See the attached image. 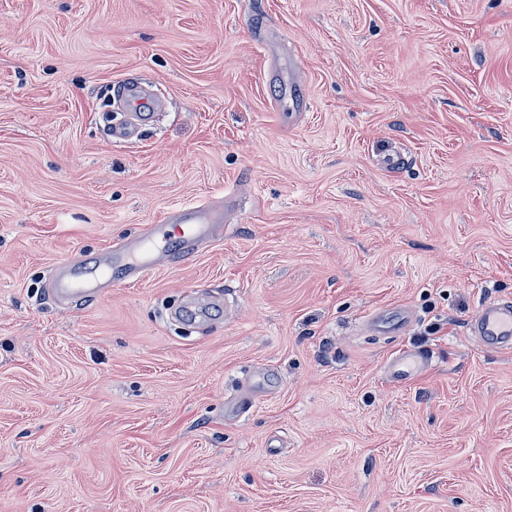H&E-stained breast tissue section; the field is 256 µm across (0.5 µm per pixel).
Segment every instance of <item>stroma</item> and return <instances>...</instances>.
I'll list each match as a JSON object with an SVG mask.
<instances>
[{
	"label": "stroma",
	"mask_w": 512,
	"mask_h": 512,
	"mask_svg": "<svg viewBox=\"0 0 512 512\" xmlns=\"http://www.w3.org/2000/svg\"><path fill=\"white\" fill-rule=\"evenodd\" d=\"M130 78L165 108L119 144ZM228 189L192 257L110 264ZM76 255L107 295H48ZM501 296L512 0H0V512H512ZM403 344L436 362L396 385ZM469 333L484 347L496 351L512 349V299L484 304L468 324Z\"/></svg>",
	"instance_id": "obj_1"
}]
</instances>
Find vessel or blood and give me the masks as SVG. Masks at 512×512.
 <instances>
[{
  "label": "vessel or blood",
  "mask_w": 512,
  "mask_h": 512,
  "mask_svg": "<svg viewBox=\"0 0 512 512\" xmlns=\"http://www.w3.org/2000/svg\"><path fill=\"white\" fill-rule=\"evenodd\" d=\"M125 118L111 123L109 134L115 142H128L135 138L143 122L153 119L162 107V100L142 93L139 86L129 84L122 91ZM232 196H225L223 206L185 202L165 213L160 223L152 225L141 237L126 262L129 273L137 275L151 266L152 257L160 252L161 240L177 239L183 253L193 251L194 243L201 238L216 235L223 229L226 207L232 204ZM110 282L107 273L88 266L84 257L77 256L56 267L49 278V288L54 297L65 301L72 294H106ZM468 330L484 347L507 351L512 349V299H497L484 304L470 321ZM432 363L429 352L417 353L404 349L388 365L392 381L409 380L417 362Z\"/></svg>",
  "instance_id": "vessel-or-blood-1"
}]
</instances>
